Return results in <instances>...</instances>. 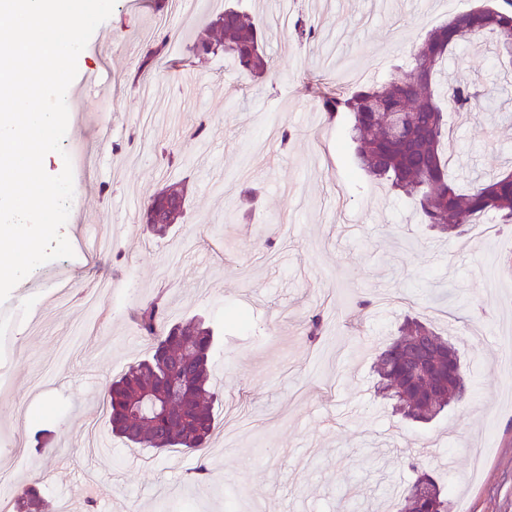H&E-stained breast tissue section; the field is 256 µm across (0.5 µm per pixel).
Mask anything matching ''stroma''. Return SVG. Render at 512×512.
Masks as SVG:
<instances>
[{
    "instance_id": "35a3bbf8",
    "label": "stroma",
    "mask_w": 512,
    "mask_h": 512,
    "mask_svg": "<svg viewBox=\"0 0 512 512\" xmlns=\"http://www.w3.org/2000/svg\"><path fill=\"white\" fill-rule=\"evenodd\" d=\"M477 4L294 0L280 28L279 0H209L199 14L179 0H117L77 62L105 74L112 101L67 93L74 152L45 167L73 169L62 233L74 255L35 268L0 303V474L35 486L42 512H396V493L425 470L452 512H512V230L437 238L408 198L356 167L348 117H327L318 99L345 74L382 82L432 29ZM228 6L263 34L274 62L263 77L192 52ZM300 19L312 36L299 35ZM163 33L165 56L141 69ZM442 68L443 80L502 90L499 116L450 114V152L468 171L512 168L502 118L512 92L495 57L457 47ZM107 109L108 134L98 122ZM202 121L207 134L191 138ZM274 126L290 139H270ZM173 182L186 186L185 218L152 235L141 212ZM246 185L257 193L244 221ZM347 212L363 223L343 225ZM93 221L125 230L89 252L81 241ZM64 274L73 286L57 301L44 289ZM158 296L169 323L196 316L217 331L220 433L198 486L197 455L86 445L87 434L110 437L103 395L146 356L136 316ZM318 312L332 343L306 336ZM408 317L454 343L467 372L466 404L427 424L376 392V355ZM472 445L489 449L477 468Z\"/></svg>"
}]
</instances>
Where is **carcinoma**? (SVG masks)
<instances>
[{
	"instance_id": "obj_1",
	"label": "carcinoma",
	"mask_w": 512,
	"mask_h": 512,
	"mask_svg": "<svg viewBox=\"0 0 512 512\" xmlns=\"http://www.w3.org/2000/svg\"><path fill=\"white\" fill-rule=\"evenodd\" d=\"M504 2V7L486 3L453 16L416 45L409 61L396 67L384 82L341 90L324 102L330 113L351 114L350 138L359 167L411 199L420 223L449 237L466 235L469 226L482 217L512 224V172L488 180L477 178L462 190L448 175V163L440 151L447 113L489 108L494 101L492 90L450 83L440 91L436 82L448 51L459 43L475 41L478 34L490 36L489 47L512 67V0ZM214 44L224 47V56L248 76L260 77L273 67L263 51L261 31L232 8L216 15L209 32L193 48L203 57L213 53ZM161 197L178 217H184V189L172 186L144 204V213L154 210ZM139 326L149 340V355L113 381L103 399L112 435L134 448L201 453L215 432L217 394L209 372L213 332L194 320L166 324L156 301L140 310ZM413 354L427 358L428 378L416 380L407 373L405 357ZM454 355V348L436 331L408 319L378 355L379 390L396 400L404 417L427 422L457 401V390L467 391L466 374L448 379V359ZM172 373L186 376L192 399L187 421L153 415L136 437H130L128 430L136 421L133 408L142 397L162 393ZM397 508L398 512H450L448 495L441 490L430 499H416L409 490Z\"/></svg>"
}]
</instances>
